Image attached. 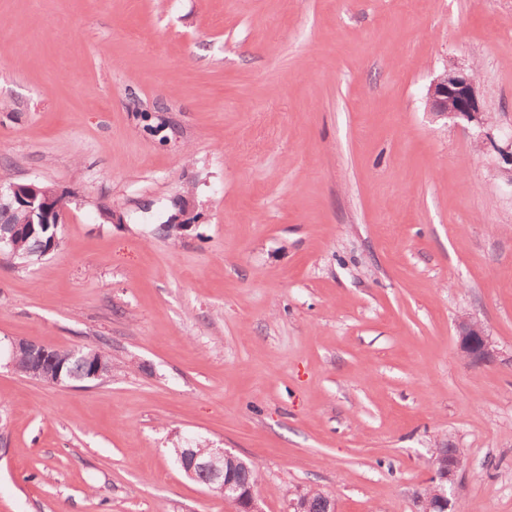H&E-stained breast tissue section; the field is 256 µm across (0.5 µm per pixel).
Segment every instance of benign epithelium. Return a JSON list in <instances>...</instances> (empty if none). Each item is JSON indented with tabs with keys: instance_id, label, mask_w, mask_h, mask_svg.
Wrapping results in <instances>:
<instances>
[{
	"instance_id": "7a95c632",
	"label": "benign epithelium",
	"mask_w": 512,
	"mask_h": 512,
	"mask_svg": "<svg viewBox=\"0 0 512 512\" xmlns=\"http://www.w3.org/2000/svg\"><path fill=\"white\" fill-rule=\"evenodd\" d=\"M427 110L435 117L465 123L476 131L477 145L491 147L498 156V170L505 183L512 186V136L498 143L494 129L488 126L480 96L479 84L473 69L444 71L429 85L425 96ZM17 208L27 210L28 215L38 213L48 224H62L65 208L55 203L54 197L37 182H10L0 185V210ZM458 350L460 356L473 366L491 362L494 349L482 326L469 318L457 324ZM11 352L28 355L26 375L44 381L48 374L46 365L59 367L62 356L58 350L29 340L11 342ZM175 454L181 468L190 476L198 472L209 474L205 485L210 490H219L224 499L234 507V512H261L257 486L242 485L235 474L219 467L226 459L236 456L222 448H212L208 456L201 457L192 448H177ZM463 449L451 453L437 449L432 457L434 482L433 492L423 498V512H449L451 500L448 490L454 485L458 472L464 465Z\"/></svg>"
}]
</instances>
